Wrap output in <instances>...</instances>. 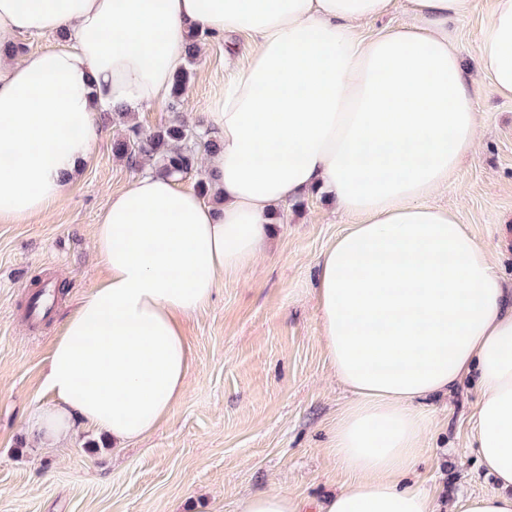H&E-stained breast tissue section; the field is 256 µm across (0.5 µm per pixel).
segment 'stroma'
I'll list each match as a JSON object with an SVG mask.
<instances>
[{
	"label": "stroma",
	"mask_w": 512,
	"mask_h": 512,
	"mask_svg": "<svg viewBox=\"0 0 512 512\" xmlns=\"http://www.w3.org/2000/svg\"><path fill=\"white\" fill-rule=\"evenodd\" d=\"M250 51L244 36L208 38L190 66L184 105L144 110L136 122L180 118L217 136L205 114L224 90V55L243 63ZM475 107L480 147L429 201L455 211L512 280V99L481 85ZM95 124V153L64 205L22 224L0 223V512H237L242 496L271 489L316 512V502L347 479L327 449L353 398L321 340L317 261L348 224L324 194L278 206L265 251L246 271L222 275L208 307L185 321L192 367L155 433L122 448L93 428L52 448L27 433V415L53 402L45 384L53 343L102 275L94 226L110 196L140 174L112 153L122 120L102 112ZM38 280L63 293L36 329L26 304ZM477 398L466 382L420 405L438 425L426 435L417 477L444 505L493 488L470 452Z\"/></svg>",
	"instance_id": "35a3bbf8"
}]
</instances>
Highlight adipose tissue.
Masks as SVG:
<instances>
[{
  "instance_id": "adipose-tissue-1",
  "label": "adipose tissue",
  "mask_w": 512,
  "mask_h": 512,
  "mask_svg": "<svg viewBox=\"0 0 512 512\" xmlns=\"http://www.w3.org/2000/svg\"><path fill=\"white\" fill-rule=\"evenodd\" d=\"M396 0H0V223L61 205L98 139L97 112L167 100L188 29L240 33L208 122L211 202L144 172L94 227L103 270L49 359L55 403L28 431L75 425L126 443L157 430L185 389L186 319L218 278L259 256L275 208L314 191L352 217L318 260L323 344L355 396L329 448L352 479L319 512H512V284L451 210L430 205L480 137L475 83L512 98V0H491L471 57L450 26L473 0H407L410 23L365 37ZM67 44L9 54L26 34ZM471 381L473 450L495 487L442 508L411 477L428 423L418 404Z\"/></svg>"
}]
</instances>
